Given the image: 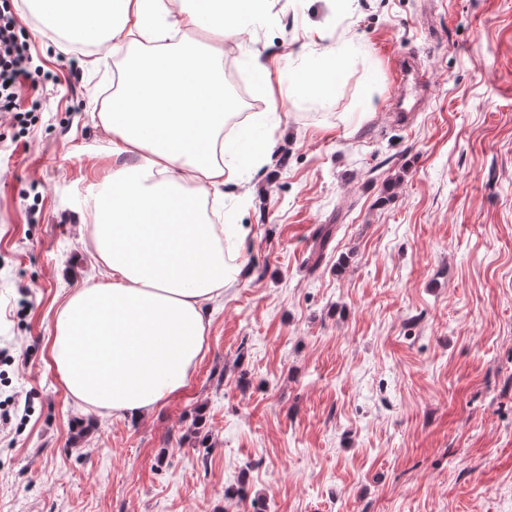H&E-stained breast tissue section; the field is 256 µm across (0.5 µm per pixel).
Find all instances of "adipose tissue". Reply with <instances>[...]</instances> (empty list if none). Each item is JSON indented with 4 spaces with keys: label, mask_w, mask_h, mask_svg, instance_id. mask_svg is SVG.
Here are the masks:
<instances>
[{
    "label": "adipose tissue",
    "mask_w": 512,
    "mask_h": 512,
    "mask_svg": "<svg viewBox=\"0 0 512 512\" xmlns=\"http://www.w3.org/2000/svg\"><path fill=\"white\" fill-rule=\"evenodd\" d=\"M59 0L49 25L94 28L103 56L133 54L123 76L139 89L100 115L112 172L93 199L88 228L105 281L59 307L50 361L85 411L131 419L180 390L206 343L207 312L236 281L224 227L201 207L239 171L225 167L222 45L243 0ZM204 31L200 49L190 39Z\"/></svg>",
    "instance_id": "ef3b65f1"
}]
</instances>
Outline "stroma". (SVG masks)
Returning <instances> with one entry per match:
<instances>
[{
  "label": "stroma",
  "instance_id": "35a3bbf8",
  "mask_svg": "<svg viewBox=\"0 0 512 512\" xmlns=\"http://www.w3.org/2000/svg\"><path fill=\"white\" fill-rule=\"evenodd\" d=\"M9 2L42 108L0 117V512H512V0H269L225 38L273 162L213 201L247 273L139 421L77 407L49 358L101 271L85 222L113 70ZM348 41L318 99L315 53ZM407 53L430 89L402 123Z\"/></svg>",
  "mask_w": 512,
  "mask_h": 512
}]
</instances>
